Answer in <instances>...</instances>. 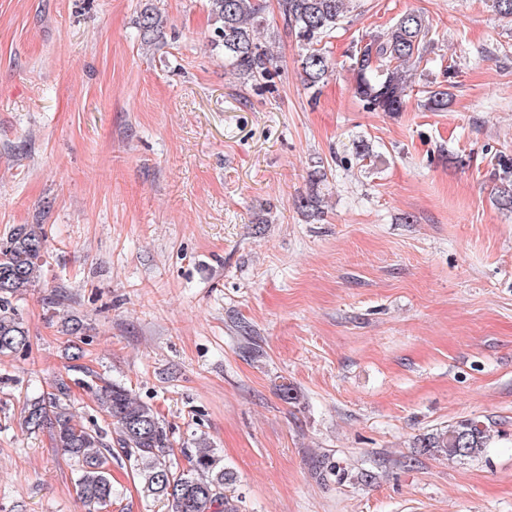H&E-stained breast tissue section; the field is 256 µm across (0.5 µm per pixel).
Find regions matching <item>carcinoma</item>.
I'll return each mask as SVG.
<instances>
[{
  "instance_id": "1",
  "label": "carcinoma",
  "mask_w": 512,
  "mask_h": 512,
  "mask_svg": "<svg viewBox=\"0 0 512 512\" xmlns=\"http://www.w3.org/2000/svg\"><path fill=\"white\" fill-rule=\"evenodd\" d=\"M215 19L213 43L224 49V61L239 75L259 82L273 76L276 56L272 46L258 42L263 28L264 0H209ZM350 0H278L283 21L304 46L301 68L309 87L324 82L333 63L319 48L348 12ZM142 41L150 44L161 33L162 19L152 8L140 11L136 20ZM429 28L418 13L400 15L387 31L358 42L350 55L354 94L364 107L375 112H402L423 60ZM423 107L448 109V88L438 85L427 91ZM503 177L497 187V204L512 209V158L498 159ZM46 236L39 224H19L0 237V356L30 345L28 330L17 308L16 297L34 287L41 277ZM69 386L64 381L26 401L21 409L29 430L48 429L54 447L78 461L75 491L97 512L112 505L109 457L112 445L134 458L143 492L166 501L168 512H240L239 499L228 494L236 482L215 449L200 441L187 455L189 467L171 468L166 457L172 443L155 409L139 401L125 386L108 382L97 390L100 411L112 420L115 437L75 420L64 400ZM491 429L485 423L464 419L445 430L417 439L420 451L450 457H474L489 447Z\"/></svg>"
}]
</instances>
